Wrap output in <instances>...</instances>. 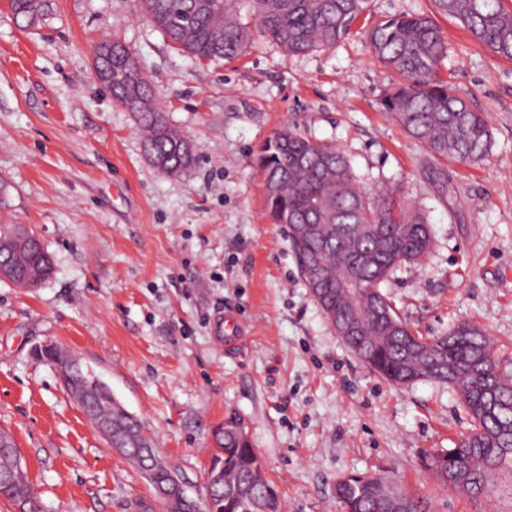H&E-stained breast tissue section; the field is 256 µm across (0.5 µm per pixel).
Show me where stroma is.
<instances>
[{"mask_svg": "<svg viewBox=\"0 0 512 512\" xmlns=\"http://www.w3.org/2000/svg\"><path fill=\"white\" fill-rule=\"evenodd\" d=\"M394 13L441 27L439 74L487 117L486 160L436 162L384 112L395 76L365 36ZM106 35L133 49L190 141L185 172L155 169L134 114L96 80L90 48ZM285 125L342 150L367 192L385 187L423 210L430 252L381 285L411 329L429 338L469 324L512 371V61L434 0H367L327 50L291 56L258 34L240 57L216 61L173 48L135 0H48L28 29L0 0V221L29 225L54 262L42 287L0 281V431L13 435L42 512H139L152 497L35 357L46 343L111 387L195 500L206 496L213 432L233 414L283 512H340L338 479L390 471L431 512H512V468L472 497L440 488L423 466L471 428L455 390L383 380L301 280L257 163ZM224 314L239 335L217 328Z\"/></svg>", "mask_w": 512, "mask_h": 512, "instance_id": "stroma-1", "label": "stroma"}]
</instances>
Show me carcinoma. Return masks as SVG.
Returning a JSON list of instances; mask_svg holds the SVG:
<instances>
[{"label":"carcinoma","instance_id":"obj_1","mask_svg":"<svg viewBox=\"0 0 512 512\" xmlns=\"http://www.w3.org/2000/svg\"><path fill=\"white\" fill-rule=\"evenodd\" d=\"M366 0H224V10L208 0H138L145 13L171 45L198 60L232 59L252 39L249 14L259 32L289 55H303L333 47L349 30ZM444 15L458 20L470 35L500 59L512 61V11L503 0H434ZM15 19L36 23L46 0H9ZM373 57L397 76L382 105L403 130L424 144L437 160L452 155L462 161L484 160L493 146L486 118L474 111L438 75L447 48L441 28L425 14H391L367 35ZM116 79L115 102L132 111L123 96V83L152 94L147 75L135 54L115 50L97 61ZM145 149L156 168L177 175L193 164L191 148L182 132L161 112H139ZM265 183L285 178L288 186L265 193L266 209L276 224L289 229L299 274L317 271L318 293L331 308H345L350 300L336 289L344 273L362 288L359 304L361 332L347 346L364 353L369 367L393 385H409L433 373L451 378V387L471 417V431L454 447L429 452L424 467L445 489L473 496L490 490L495 472L512 463V374L500 370L490 339L481 331L459 324L445 336L426 342L398 315L380 286L391 273L424 257L431 248L429 225L417 210L393 192L363 190L347 156L340 149L284 127L267 140L258 157ZM0 265L12 280L33 287L53 273V260L41 241L23 246L0 241ZM91 405L112 424L113 435L126 448L158 456L145 427L115 398L91 394ZM238 422L224 419L213 434L220 451L211 473L209 497L192 501L191 510L204 512H281V499L270 482L252 485L262 462L250 442L229 431ZM152 481L178 478L165 461L152 467ZM0 496L18 500L28 512H40L29 480L1 486ZM342 512H426L422 500L399 489L386 474L350 475L336 483Z\"/></svg>","mask_w":512,"mask_h":512}]
</instances>
